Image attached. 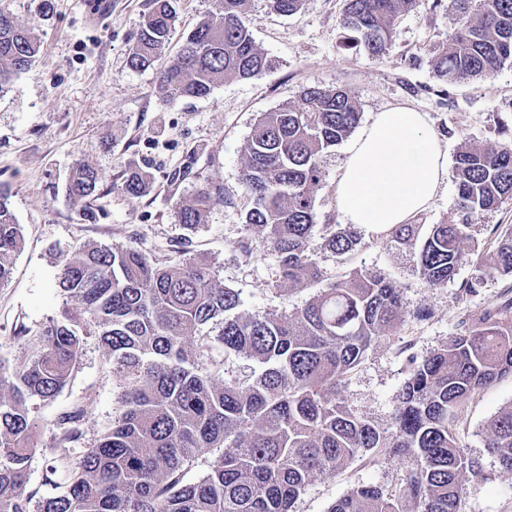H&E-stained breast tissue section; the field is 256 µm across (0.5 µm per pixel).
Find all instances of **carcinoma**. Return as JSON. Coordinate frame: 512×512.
I'll return each mask as SVG.
<instances>
[{
	"label": "carcinoma",
	"mask_w": 512,
	"mask_h": 512,
	"mask_svg": "<svg viewBox=\"0 0 512 512\" xmlns=\"http://www.w3.org/2000/svg\"><path fill=\"white\" fill-rule=\"evenodd\" d=\"M282 16L302 0H265ZM416 0H346L349 43L383 54L397 19ZM219 8L188 34L176 59L160 72L169 101L204 97L226 78L249 79L269 66L246 23L248 0H219ZM448 41L435 50L436 75L452 83L488 77L512 59V0H448ZM173 0H151L128 52L129 66L146 70L175 32ZM41 52L32 27L0 7V89L28 71ZM360 120L354 96L319 83L301 103L268 112L245 147L242 183L247 199L249 260L263 248L278 254L282 282L301 287L321 280L309 258L318 232L314 195L319 157L347 138ZM456 204L465 222L434 224L422 239L418 225L395 224L378 237L417 255L416 272L444 286L465 262L474 275L464 291L512 274V226L498 227L489 252L472 259L464 248L472 218L512 199V141L473 142L456 155ZM87 163L71 174L68 199L83 212L98 191ZM148 176L127 170L122 188L141 197ZM224 201L208 183L173 204L177 222L194 228ZM338 255L359 243L356 226L324 225ZM22 234L0 187V286L9 281ZM59 287L79 308L64 312L36 336L37 352L11 366L0 360V512H294L311 479L337 475L361 454L408 451L416 468L403 493L361 486L329 512H460L462 477L478 473L453 428L466 402L512 374V299L460 323V332L416 364L390 428L356 414L338 388L366 352L393 335L405 315L400 289L381 275L353 272L320 289L302 310L245 316L239 294L203 259L175 264L150 260L133 245H86L61 267ZM211 326L214 335L203 333ZM93 329L120 388L112 428L84 444L88 408L62 413L49 448L40 447L30 403L54 398L80 366L82 336ZM239 355L262 364L243 378L224 371ZM486 448L512 470V408L492 422ZM47 458L40 495L27 490L36 455ZM196 480H186L192 469Z\"/></svg>",
	"instance_id": "cac0c4a2"
}]
</instances>
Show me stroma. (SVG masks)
Returning <instances> with one entry per match:
<instances>
[{
	"mask_svg": "<svg viewBox=\"0 0 512 512\" xmlns=\"http://www.w3.org/2000/svg\"><path fill=\"white\" fill-rule=\"evenodd\" d=\"M447 4L416 0L398 19L387 52L374 57L347 46L344 0H303L290 17L269 12L264 0H250L246 21L269 68L251 79L225 80L206 97L167 102L158 91V69L140 72L127 65L147 0H54L50 17L38 21L29 0H8L12 13L32 24L41 53L29 72L13 77L0 93V185L9 190V207L23 236L12 278L0 288V358L32 354V336L59 318L64 306L58 287L63 260L88 244L131 243L163 262L207 260L223 284L239 292L246 315L301 310L317 285L287 289L275 252L263 250L247 261L238 249L246 205L244 150L252 129L263 114L300 103L304 88L320 82L349 90L365 125L389 107L424 113L452 157L468 142L512 139V61L489 77L451 84L432 68L434 50L448 39ZM217 5V0H176V34L162 64L170 63L184 36ZM348 148L341 142L319 158L315 223L342 221L336 185ZM80 162L101 177L90 219L71 206L66 192L69 173ZM129 163L150 177L138 199L122 189ZM206 183L223 185L224 201L207 223L185 228L172 205ZM459 219L450 176L433 204L412 221L425 233ZM309 255L325 281L355 271L383 275L401 288L405 309L421 306L432 313L425 321L401 323L366 353L341 387L345 403L382 428L391 422L414 361L447 344L465 314H480L512 298L511 275L491 278L477 293L465 294L462 286L473 273L467 263L447 285L427 286L416 273L413 253L368 231L354 251L341 256L314 238ZM118 393L98 336L84 335L75 377L53 400L32 408L41 444H52L57 415L76 404L89 408L84 438L93 443L111 427ZM511 407L512 376L507 375L476 395L457 420L463 452L481 469L479 477L463 478L461 512H512V471L485 446L493 419ZM414 467L408 453L376 462L357 459L341 474L313 478L295 512H328L333 502L365 485L398 490Z\"/></svg>",
	"mask_w": 512,
	"mask_h": 512,
	"instance_id": "35a3bbf8",
	"label": "stroma"
}]
</instances>
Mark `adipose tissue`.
I'll return each mask as SVG.
<instances>
[{
    "mask_svg": "<svg viewBox=\"0 0 512 512\" xmlns=\"http://www.w3.org/2000/svg\"><path fill=\"white\" fill-rule=\"evenodd\" d=\"M447 174V151L423 114L389 108L350 146L337 205L345 223L376 232L428 208Z\"/></svg>",
    "mask_w": 512,
    "mask_h": 512,
    "instance_id": "obj_1",
    "label": "adipose tissue"
}]
</instances>
